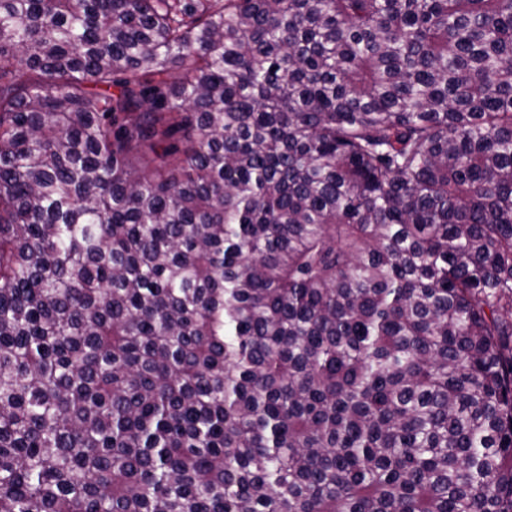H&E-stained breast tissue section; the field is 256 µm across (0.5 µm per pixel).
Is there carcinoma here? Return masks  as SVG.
<instances>
[{
	"mask_svg": "<svg viewBox=\"0 0 512 512\" xmlns=\"http://www.w3.org/2000/svg\"><path fill=\"white\" fill-rule=\"evenodd\" d=\"M0 512H512V0H0Z\"/></svg>",
	"mask_w": 512,
	"mask_h": 512,
	"instance_id": "cac0c4a2",
	"label": "carcinoma"
}]
</instances>
